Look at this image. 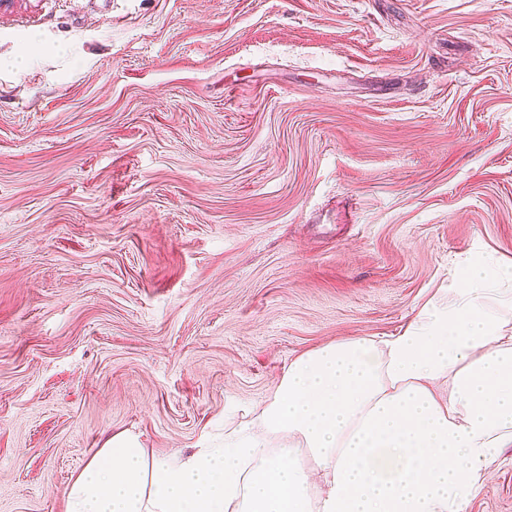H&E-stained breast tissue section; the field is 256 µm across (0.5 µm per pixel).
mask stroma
Instances as JSON below:
<instances>
[{"label":"stroma","instance_id":"stroma-1","mask_svg":"<svg viewBox=\"0 0 512 512\" xmlns=\"http://www.w3.org/2000/svg\"><path fill=\"white\" fill-rule=\"evenodd\" d=\"M512 262V0L0 8V512ZM469 512H512V447Z\"/></svg>","mask_w":512,"mask_h":512}]
</instances>
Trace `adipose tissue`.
Returning <instances> with one entry per match:
<instances>
[{"instance_id":"1","label":"adipose tissue","mask_w":512,"mask_h":512,"mask_svg":"<svg viewBox=\"0 0 512 512\" xmlns=\"http://www.w3.org/2000/svg\"><path fill=\"white\" fill-rule=\"evenodd\" d=\"M512 264L478 257L396 336L293 359L257 429L158 460L108 438L66 512H467L512 446Z\"/></svg>"}]
</instances>
